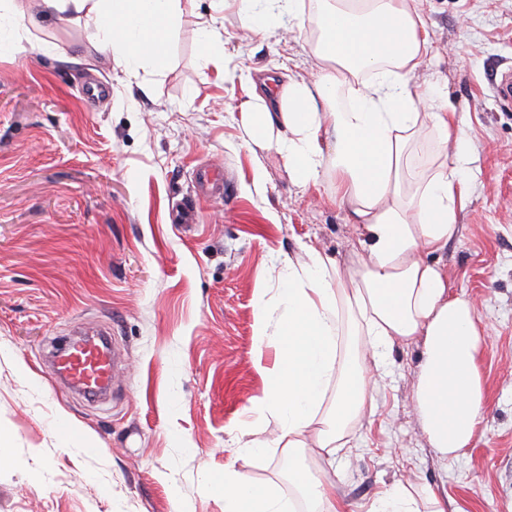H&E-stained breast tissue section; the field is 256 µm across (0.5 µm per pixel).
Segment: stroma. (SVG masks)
<instances>
[{"mask_svg": "<svg viewBox=\"0 0 512 512\" xmlns=\"http://www.w3.org/2000/svg\"><path fill=\"white\" fill-rule=\"evenodd\" d=\"M432 50L413 75L437 86L471 145V196L430 254L490 329L484 409L465 454L430 447L413 410L422 342H394L374 403L333 464L346 512L394 481L446 512H512V0H420ZM228 68L311 78L310 30L252 32L234 6L181 0L163 68L126 75L89 20L61 23L39 0H0V512H224L210 489L226 462L292 496L288 454H261L272 417L255 361L256 300L275 293L300 244L345 266L354 225L330 179L297 186L275 150L248 144V90L200 52L202 26ZM224 174V196L196 176ZM195 204L190 224L171 215ZM108 327L120 351L112 398L65 388L46 360L77 325Z\"/></svg>", "mask_w": 512, "mask_h": 512, "instance_id": "stroma-1", "label": "stroma"}]
</instances>
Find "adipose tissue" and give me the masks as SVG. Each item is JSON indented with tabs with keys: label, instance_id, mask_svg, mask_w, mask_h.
Returning <instances> with one entry per match:
<instances>
[{
	"label": "adipose tissue",
	"instance_id": "1",
	"mask_svg": "<svg viewBox=\"0 0 512 512\" xmlns=\"http://www.w3.org/2000/svg\"><path fill=\"white\" fill-rule=\"evenodd\" d=\"M251 28L279 22L314 25V80L289 79L276 96L252 93L242 121L256 145L279 152L302 186L331 177L336 198L357 226L356 259L343 267L302 245L274 298L256 302L258 349L275 352L255 412L276 419L270 445L288 451V482L297 501L283 498L224 465L214 490L224 512H344L327 471L298 463L308 433L326 460H335L348 429L372 399L366 359L382 362L395 341H422L415 410L431 448L458 454L474 439L483 408L478 357L486 328L473 304L452 294L448 275L428 262L452 237L467 205L469 154L447 98L413 81L430 50L418 0H234ZM180 0H42L44 13L65 20L84 14L98 48L124 52L126 71L144 59L163 64L166 27ZM348 89L346 105L338 93ZM439 136L436 160L412 170L427 132ZM262 440L249 441L262 452ZM367 512H445L440 500L415 497L397 483Z\"/></svg>",
	"mask_w": 512,
	"mask_h": 512
}]
</instances>
